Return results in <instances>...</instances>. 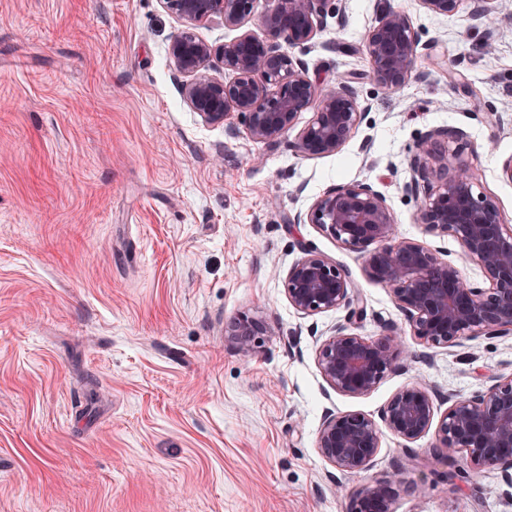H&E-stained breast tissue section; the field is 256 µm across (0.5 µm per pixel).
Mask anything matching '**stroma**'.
Masks as SVG:
<instances>
[{"label": "stroma", "instance_id": "stroma-1", "mask_svg": "<svg viewBox=\"0 0 512 512\" xmlns=\"http://www.w3.org/2000/svg\"><path fill=\"white\" fill-rule=\"evenodd\" d=\"M489 4L490 45L463 11L334 0L302 58L327 88L355 74L366 116L338 153L307 157L286 137L248 139L241 116L213 126L190 109L169 53L185 24L159 0H0V512H346L363 480L321 457L325 410L377 421L416 381L465 398L512 374V335L429 348L406 334L407 358L372 392H337L317 349L346 310L305 315L283 289L309 249L362 294L352 332L404 325L358 253L294 218L371 182L400 238L457 259L403 189L436 128L464 131L479 191L512 225V0ZM387 6L429 46L395 92L362 42ZM243 313L265 326L249 356L225 336ZM435 445L383 431L368 476L390 481L393 512H512L498 469Z\"/></svg>", "mask_w": 512, "mask_h": 512}]
</instances>
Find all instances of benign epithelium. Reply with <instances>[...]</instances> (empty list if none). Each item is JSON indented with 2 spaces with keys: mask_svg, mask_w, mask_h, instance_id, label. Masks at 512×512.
<instances>
[{
  "mask_svg": "<svg viewBox=\"0 0 512 512\" xmlns=\"http://www.w3.org/2000/svg\"><path fill=\"white\" fill-rule=\"evenodd\" d=\"M185 28L171 44L177 70L189 77L183 95L206 123L222 125L237 113L246 135L255 142L274 141L295 128L298 115L314 108L300 129L294 149L304 156L337 153L359 126L364 108L351 82L329 90L310 78L305 62L290 49L306 50L323 28L321 17L329 0H159ZM436 15L457 14L465 0H420ZM213 16L226 27H241L258 18L264 37L246 31L228 45L215 48L192 31ZM474 28L486 40L496 37L498 22L484 6L471 0ZM370 72L378 84L397 90L412 77L422 45L406 14L387 7L365 36ZM234 74L229 82L214 80L203 69L211 61ZM465 137L457 128L436 129L424 137L411 161L413 176L404 191L418 203L420 223L431 232L452 234L460 242V260L472 261L489 286L463 275L460 264L444 260L430 247L400 240L384 194L372 183L339 186L319 197L306 219L364 259L373 280L389 287L404 313L411 335L430 348L457 346L477 336L512 335V225L504 223L500 207L474 192L477 177L454 149L437 150L442 141ZM288 302L306 315L348 309V321L363 311L344 266L313 251L303 252L283 282ZM262 327L245 316L227 332L240 353L255 351ZM402 353L401 332L389 326L368 340L345 323L334 326L317 352L319 370L334 390L364 396L397 367ZM450 402L443 414L438 405ZM384 426L406 443L435 430L439 454L464 452L475 469L501 470L512 486V374L495 376L486 389L468 398H453L420 383L397 392L383 408ZM381 430L359 412L324 416L316 445L322 458L346 477L370 470L379 452ZM389 483L373 480L353 494L347 512H392Z\"/></svg>",
  "mask_w": 512,
  "mask_h": 512,
  "instance_id": "benign-epithelium-1",
  "label": "benign epithelium"
}]
</instances>
